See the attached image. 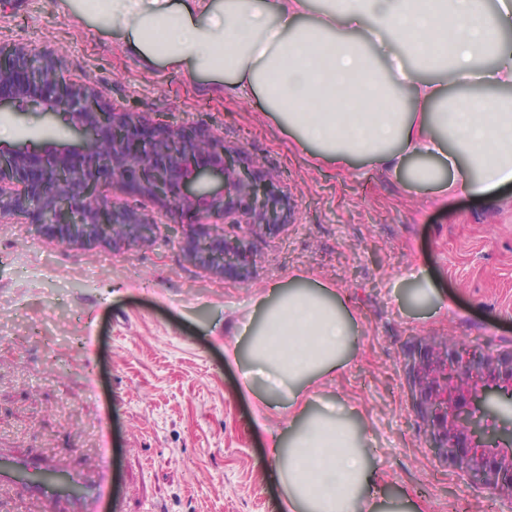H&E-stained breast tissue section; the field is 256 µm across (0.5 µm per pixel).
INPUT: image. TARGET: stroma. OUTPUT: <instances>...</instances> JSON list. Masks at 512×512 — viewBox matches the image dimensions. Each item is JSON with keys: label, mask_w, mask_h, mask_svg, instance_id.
<instances>
[{"label": "stroma", "mask_w": 512, "mask_h": 512, "mask_svg": "<svg viewBox=\"0 0 512 512\" xmlns=\"http://www.w3.org/2000/svg\"><path fill=\"white\" fill-rule=\"evenodd\" d=\"M1 44L51 51L67 81H92L105 104L144 122L208 126L260 166L290 214L271 235L225 225L249 244L243 279L205 271L169 230L195 215L149 199L135 204L158 222L156 240L117 249L37 236L20 216L0 220V452L48 448L77 475L84 455L107 445L108 490L123 512H280L263 456L285 417L269 410L265 429H254V400L224 360L233 342L224 328L251 314L267 283L299 276L351 298L356 352L316 389L367 424L388 496L413 495L421 512H512L511 500L431 448L409 378L426 346L512 352L511 186L444 206L402 175L324 162L259 100L145 69L118 38L72 24L58 0H0ZM0 125L12 132L0 148L73 139L65 123L15 106L0 110ZM419 269L439 299L414 302Z\"/></svg>", "instance_id": "obj_1"}]
</instances>
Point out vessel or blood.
<instances>
[{"mask_svg": "<svg viewBox=\"0 0 512 512\" xmlns=\"http://www.w3.org/2000/svg\"><path fill=\"white\" fill-rule=\"evenodd\" d=\"M63 471L55 454L40 452L22 458L0 456V482L43 499L45 512H116L97 481L86 480L72 491L59 490Z\"/></svg>", "mask_w": 512, "mask_h": 512, "instance_id": "obj_1", "label": "vessel or blood"}]
</instances>
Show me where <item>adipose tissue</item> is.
<instances>
[{
  "label": "adipose tissue",
  "instance_id": "adipose-tissue-1",
  "mask_svg": "<svg viewBox=\"0 0 512 512\" xmlns=\"http://www.w3.org/2000/svg\"><path fill=\"white\" fill-rule=\"evenodd\" d=\"M75 22L166 66L256 97L284 133L332 163L383 168L440 195L483 201L512 185V0H59ZM463 94L452 95L449 85ZM473 87L488 88L475 98ZM244 344L225 347L256 402L287 411L263 461L284 512H384L369 430L316 382L345 365L348 294L314 280L269 283Z\"/></svg>",
  "mask_w": 512,
  "mask_h": 512
}]
</instances>
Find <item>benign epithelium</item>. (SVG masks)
Wrapping results in <instances>:
<instances>
[{
	"instance_id": "obj_1",
	"label": "benign epithelium",
	"mask_w": 512,
	"mask_h": 512,
	"mask_svg": "<svg viewBox=\"0 0 512 512\" xmlns=\"http://www.w3.org/2000/svg\"><path fill=\"white\" fill-rule=\"evenodd\" d=\"M9 104L62 114L80 134L73 144L0 150V218L23 215L48 239L133 245L156 237L153 219L100 194L104 182L123 196L208 220L181 229L180 239L192 259L219 276L240 275L250 263L245 239L224 236L223 225L244 224L257 235L288 223V197L243 165L242 150L227 148L206 128L188 133L114 111L93 83L67 82L48 52L0 45V108ZM412 372L430 422V446L512 499V442L493 439L472 414L479 402L501 416L497 398L512 396V353L489 370L483 354L450 342L444 354Z\"/></svg>"
}]
</instances>
